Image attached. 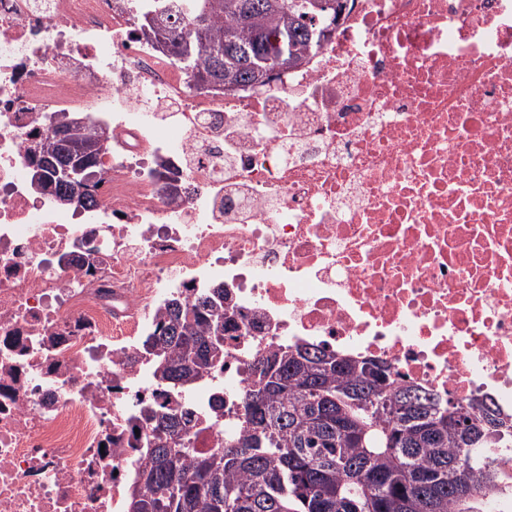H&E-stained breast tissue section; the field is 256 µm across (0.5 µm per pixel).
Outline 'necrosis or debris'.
I'll return each instance as SVG.
<instances>
[{
  "mask_svg": "<svg viewBox=\"0 0 512 512\" xmlns=\"http://www.w3.org/2000/svg\"><path fill=\"white\" fill-rule=\"evenodd\" d=\"M137 13L0 0V512H127L143 409L223 447L282 344L512 420V0H347L308 63L236 92L194 91ZM57 112L112 132L94 208L28 180ZM218 283L223 370L160 384L166 301Z\"/></svg>",
  "mask_w": 512,
  "mask_h": 512,
  "instance_id": "necrosis-or-debris-1",
  "label": "necrosis or debris"
}]
</instances>
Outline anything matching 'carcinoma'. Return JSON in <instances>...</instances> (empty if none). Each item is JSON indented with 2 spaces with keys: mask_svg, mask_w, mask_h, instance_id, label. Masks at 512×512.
Listing matches in <instances>:
<instances>
[{
  "mask_svg": "<svg viewBox=\"0 0 512 512\" xmlns=\"http://www.w3.org/2000/svg\"><path fill=\"white\" fill-rule=\"evenodd\" d=\"M237 0H181L180 9L138 15L142 33L173 55L197 90L265 85L275 61L224 53L240 30ZM256 23L287 30L303 47L308 28H332L340 0H247ZM108 127L74 114L51 117L29 146L36 187L61 206L93 208ZM62 159L69 175L57 174ZM229 322L224 286L191 302L173 298L148 339L154 374L189 386L217 371ZM260 353L241 401L243 429L224 447H190L188 413L145 410L147 462L130 488L128 512H483L498 487L512 426L491 406L471 418L462 404L366 357L328 359L327 348L296 343ZM467 467L461 489L453 469Z\"/></svg>",
  "mask_w": 512,
  "mask_h": 512,
  "instance_id": "obj_1",
  "label": "carcinoma"
}]
</instances>
